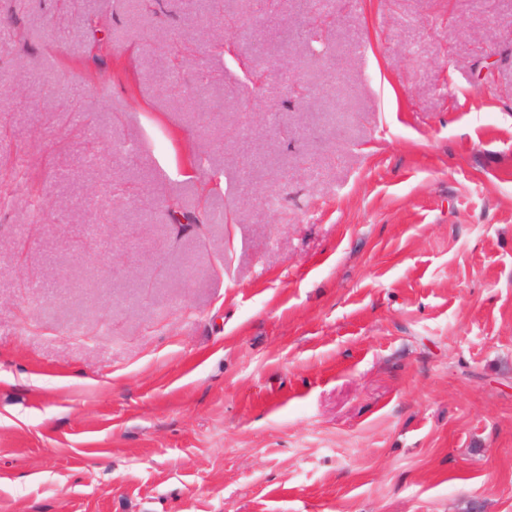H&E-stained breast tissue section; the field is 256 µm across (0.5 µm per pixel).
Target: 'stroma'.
Wrapping results in <instances>:
<instances>
[{"mask_svg": "<svg viewBox=\"0 0 512 512\" xmlns=\"http://www.w3.org/2000/svg\"><path fill=\"white\" fill-rule=\"evenodd\" d=\"M6 13L0 512H512V0Z\"/></svg>", "mask_w": 512, "mask_h": 512, "instance_id": "stroma-1", "label": "stroma"}]
</instances>
